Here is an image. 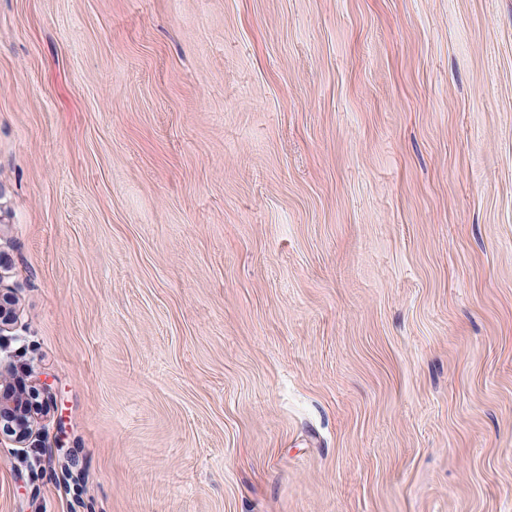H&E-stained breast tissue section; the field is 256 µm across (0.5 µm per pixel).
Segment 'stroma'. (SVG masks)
<instances>
[{
    "label": "stroma",
    "mask_w": 512,
    "mask_h": 512,
    "mask_svg": "<svg viewBox=\"0 0 512 512\" xmlns=\"http://www.w3.org/2000/svg\"><path fill=\"white\" fill-rule=\"evenodd\" d=\"M0 290V512H512V0H0ZM38 403L18 393L11 380L0 377V437L22 444L30 434Z\"/></svg>",
    "instance_id": "35a3bbf8"
}]
</instances>
